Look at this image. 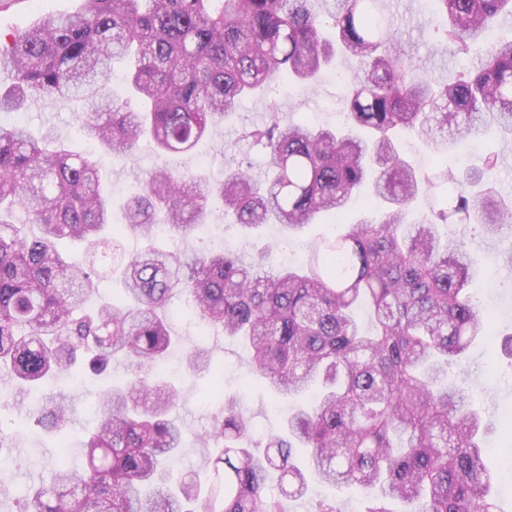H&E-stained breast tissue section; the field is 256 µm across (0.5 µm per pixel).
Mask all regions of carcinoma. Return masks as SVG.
<instances>
[{
	"label": "carcinoma",
	"mask_w": 512,
	"mask_h": 512,
	"mask_svg": "<svg viewBox=\"0 0 512 512\" xmlns=\"http://www.w3.org/2000/svg\"><path fill=\"white\" fill-rule=\"evenodd\" d=\"M443 43L466 62L450 84L418 73L399 46L383 0H81L0 45V112L59 96L80 109V130L110 155L142 142L158 157L190 155L243 98L273 83L315 81L340 54L359 63L346 127L281 125L250 133L270 150L268 178L237 167L214 182L155 168L112 223V196L97 158L69 150L53 128L33 140L0 127V377L23 392L73 371L89 355L99 375L125 365L99 396L95 428L81 437L85 463L60 464L26 490L18 512H285L309 478L376 491L364 512H498L484 462L479 412L448 371L490 334L487 313L464 287L476 270L462 239L436 222L512 223L494 181L495 157L458 175L448 159L475 135L512 134V34L489 39L512 0H433ZM127 71L129 97L114 96L112 68ZM441 134L438 167L421 176L399 155L396 133ZM366 183L383 214L348 223L313 247L304 266L263 268L230 251L190 254L156 244L183 238L218 204L249 234L269 223L285 240L321 213L339 212ZM433 197L430 216L407 221ZM37 227L39 233L30 234ZM127 235L144 250L113 257ZM120 276L124 299L95 305L96 282ZM182 295L202 326L248 349L250 379L282 398L310 395L286 434L257 429L226 400L205 439L216 449L196 476L171 479L182 447L170 418L179 398L159 367L175 343L166 310ZM365 305L371 328L353 317ZM189 367L216 383L222 366L192 347ZM69 405L40 404L31 418L65 433Z\"/></svg>",
	"instance_id": "1"
}]
</instances>
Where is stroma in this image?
Wrapping results in <instances>:
<instances>
[{
	"label": "stroma",
	"mask_w": 512,
	"mask_h": 512,
	"mask_svg": "<svg viewBox=\"0 0 512 512\" xmlns=\"http://www.w3.org/2000/svg\"><path fill=\"white\" fill-rule=\"evenodd\" d=\"M385 2L401 46L412 57L420 73L441 82L454 79L461 69V62L445 52L439 31L428 23L429 0ZM77 5L78 0H15L8 8L0 10V33L23 31L46 17L69 14ZM335 67L336 75L321 77L304 90L281 84L264 96L238 102L215 137L199 145L202 168L213 180L219 181L227 168L248 161L252 164L253 175L261 179L267 170V154L261 145L247 137V130L264 126L274 118L283 123L306 121L322 127L340 125L343 121L340 104L347 94L345 84L357 63L353 58L341 55L337 57ZM75 112L76 106L69 100L42 98L29 103L24 111L0 112V125L8 127L19 122L36 137L51 126L61 140L80 151L90 148L91 143L74 138L73 130L78 124ZM490 151L498 156L497 188L502 196L511 199L512 138L478 137L469 155L462 157L453 169L464 171ZM102 161L109 173L116 207L112 219L117 222L121 219L120 207L157 166L158 160L143 145L121 158L103 156ZM210 221V228L205 229L202 236L170 239L166 242L167 247L173 251H190L201 248L203 238L212 237L224 240L233 252L247 258L257 248L269 247V267L288 263L289 254L277 227L271 226L247 236L238 226L225 222L219 210L213 212ZM458 233L465 241L481 239L485 242L482 249L469 252L472 262L482 270L481 277L473 280L471 287L492 316L493 334L473 347L459 366L450 370L448 378L471 392L482 412L488 427L485 462L496 475L494 490L501 512H512V472L504 466L508 451L500 434L502 421L512 418V359L500 347L502 340L512 334V274L503 269L512 259V226L503 228L496 237L489 239L474 224L459 227ZM206 346L212 361L219 363L224 371L222 398L235 400L238 411L251 418L260 431H277L287 416L288 405L264 390L244 386L245 352L239 343L214 329L206 336ZM166 376L180 389V398L172 414L184 431L182 451L171 467L177 474L202 470L208 451L201 447L198 436L208 429L211 414L219 410L217 404L204 398L210 378L203 371L187 372L184 355L179 351L170 358ZM103 384V379L83 372L65 377L58 387L46 391L45 397L49 400L61 396L68 399L72 405L68 429L75 434L92 422L93 405ZM32 404V397L16 394L11 395L8 407L0 410V423L22 429L15 447L4 451L7 463H0V512H17V500L26 488L47 480L60 459L76 463L81 458L80 448L60 450L53 437L29 424ZM321 496L336 498L342 512H362L365 499L364 492L356 488L317 484L306 496L286 501L285 508L287 512H313Z\"/></svg>",
	"instance_id": "stroma-1"
}]
</instances>
